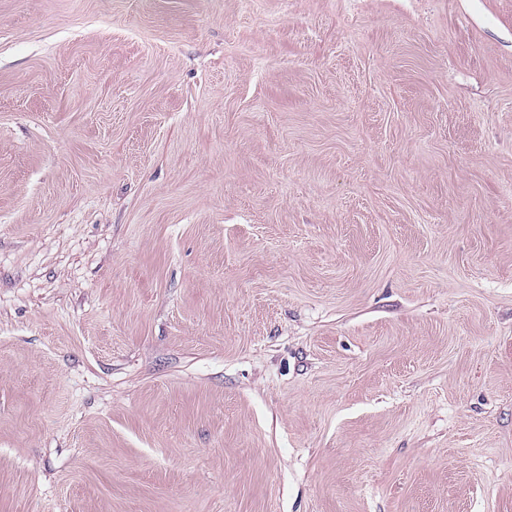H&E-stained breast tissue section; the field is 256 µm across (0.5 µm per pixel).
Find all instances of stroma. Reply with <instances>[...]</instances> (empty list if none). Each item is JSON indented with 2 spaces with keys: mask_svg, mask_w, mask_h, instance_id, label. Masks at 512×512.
Listing matches in <instances>:
<instances>
[{
  "mask_svg": "<svg viewBox=\"0 0 512 512\" xmlns=\"http://www.w3.org/2000/svg\"><path fill=\"white\" fill-rule=\"evenodd\" d=\"M0 512H512V0H0Z\"/></svg>",
  "mask_w": 512,
  "mask_h": 512,
  "instance_id": "stroma-1",
  "label": "stroma"
}]
</instances>
